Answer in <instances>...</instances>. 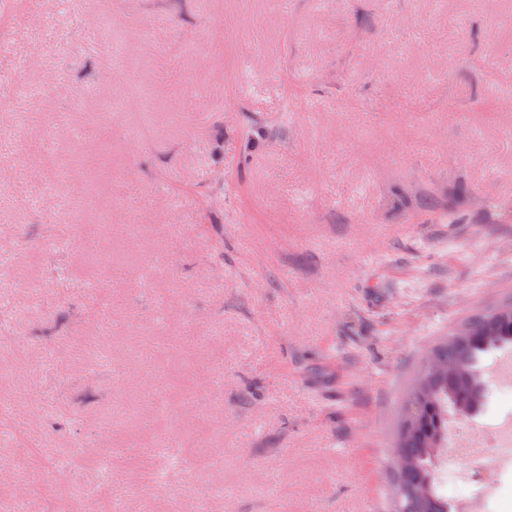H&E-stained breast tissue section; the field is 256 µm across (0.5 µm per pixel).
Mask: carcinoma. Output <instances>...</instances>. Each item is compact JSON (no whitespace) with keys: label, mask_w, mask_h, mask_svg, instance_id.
Listing matches in <instances>:
<instances>
[{"label":"carcinoma","mask_w":512,"mask_h":512,"mask_svg":"<svg viewBox=\"0 0 512 512\" xmlns=\"http://www.w3.org/2000/svg\"><path fill=\"white\" fill-rule=\"evenodd\" d=\"M512 346V302L463 321L441 339L414 371L397 422L392 512H455L438 494L434 461L448 435V415L472 417L487 394L485 356Z\"/></svg>","instance_id":"carcinoma-1"}]
</instances>
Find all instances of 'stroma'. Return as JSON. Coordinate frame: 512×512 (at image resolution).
<instances>
[{"label": "stroma", "instance_id": "obj_1", "mask_svg": "<svg viewBox=\"0 0 512 512\" xmlns=\"http://www.w3.org/2000/svg\"><path fill=\"white\" fill-rule=\"evenodd\" d=\"M2 40L0 505L386 512L415 369L512 298V0H8ZM510 411L449 423V501L476 465L512 512L455 452Z\"/></svg>", "mask_w": 512, "mask_h": 512}]
</instances>
